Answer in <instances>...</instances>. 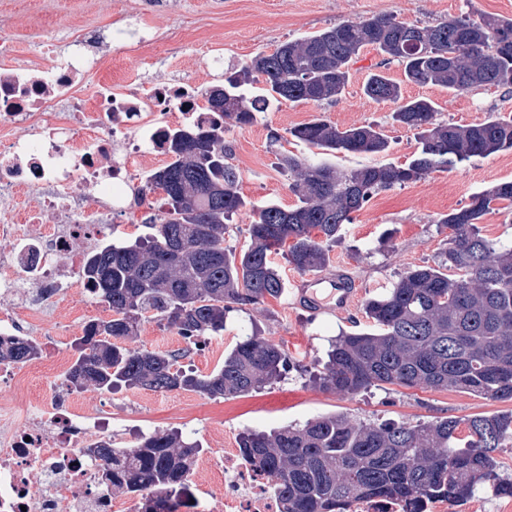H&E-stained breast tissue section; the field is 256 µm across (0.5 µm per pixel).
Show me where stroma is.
<instances>
[{"mask_svg":"<svg viewBox=\"0 0 512 512\" xmlns=\"http://www.w3.org/2000/svg\"><path fill=\"white\" fill-rule=\"evenodd\" d=\"M467 16L478 21L487 16L512 18V0H0V40L13 46L17 65H41L47 39H55L58 55L67 54L73 33L97 29L107 34L103 61L84 80L83 96L94 94L100 81H119L134 71L140 83L175 79L202 90L223 85L226 73L238 69L254 55L272 53L281 43L317 32L345 20L393 16L418 25H429ZM145 24L153 36L152 47L128 52L111 41L113 30L125 24ZM224 54L222 67L202 64L213 49ZM380 57L364 48L352 66L349 83L332 104L314 102L272 103L257 113L251 125L226 124L224 143L228 158L240 173L239 190L249 201H277L291 206L295 196L288 188L289 176L278 166L282 151L328 161L343 169L400 164L411 159L418 147L414 130L393 123L392 104L376 103L363 92ZM387 74L400 81L405 98L424 97L438 105V120L461 125L483 121L489 112L512 114V94L497 89L472 88L457 95L431 85L404 82L400 66L390 64ZM325 115L338 127L367 123L380 125L390 140L381 154H335L328 157L316 149L290 139L289 129ZM281 142H273L271 134ZM502 180H512V152L474 158L448 171H436L424 179L383 190L374 195L329 253L327 273L348 274L358 291L349 309L339 314H312L294 307L290 291L299 274L276 255L286 290L278 298L266 299L258 309L229 315L218 336L205 346L187 348L175 332L156 321L143 324L138 345L150 350L188 349L185 367L210 373L222 363L242 329L257 326L266 338L284 349L289 370L264 389L242 396L214 398L192 391L155 393L121 390L106 394L112 406V440L129 447L139 437L157 430L177 428L202 441L208 461L211 503L224 496V450L234 446L246 430H268L329 413H343L354 420L375 422L429 421L440 417L465 418L512 410V401H492L451 390H421L395 385L374 387L355 396H341L314 386L308 371L340 331L365 326L364 304L368 297L390 288L406 268L435 261L448 245L449 230L440 219L464 205L471 194ZM107 305L85 299L72 291L59 301L56 320L39 324L49 341L60 348L57 358L34 360L20 389L4 394L6 400L24 401L47 393L75 360V338L84 322L109 319Z\"/></svg>","mask_w":512,"mask_h":512,"instance_id":"obj_1","label":"stroma"}]
</instances>
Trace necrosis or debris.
<instances>
[{"instance_id": "1", "label": "necrosis or debris", "mask_w": 512, "mask_h": 512, "mask_svg": "<svg viewBox=\"0 0 512 512\" xmlns=\"http://www.w3.org/2000/svg\"><path fill=\"white\" fill-rule=\"evenodd\" d=\"M63 59L0 72V335L29 336L71 289L90 294L84 262L106 235L103 215L122 214L133 181L169 157L175 129L208 126L203 90L177 81L100 84L94 109L79 86L100 62L91 31ZM97 200L89 202L87 190ZM55 387L32 408L0 401V512H121L99 483L88 446L111 436L101 401L78 409ZM268 477L224 451V505L209 512H280Z\"/></svg>"}]
</instances>
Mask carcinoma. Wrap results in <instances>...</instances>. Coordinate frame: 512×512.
I'll list each match as a JSON object with an SVG mask.
<instances>
[{"label":"carcinoma","mask_w":512,"mask_h":512,"mask_svg":"<svg viewBox=\"0 0 512 512\" xmlns=\"http://www.w3.org/2000/svg\"><path fill=\"white\" fill-rule=\"evenodd\" d=\"M420 50H407L410 38ZM366 47L380 66L396 63L405 81L456 94L471 88L512 89V19L477 22L455 17L419 26L381 16L345 20L323 31L259 53L224 78L220 111L206 129L172 135V161L158 169L149 190L160 189L161 209L131 244H108L86 263L95 297L112 318L94 320L74 344L78 357L66 373L76 391L121 387L152 392L193 391L235 397L278 380L288 354L256 328L243 334L208 374L179 366L184 354L135 346L150 318L190 343L224 331L229 314L279 297L284 279L273 255L282 252L296 271L319 273L343 226L379 191L419 181L475 157L512 151V116L456 125L436 119L429 98L406 99L400 83L379 71L364 94L394 105L393 122L418 131L420 147L404 164L357 169L315 163L288 151L279 166L291 179L297 203L255 204L239 191L240 173L226 163L224 125L253 123L259 100L333 103L350 76V64ZM288 134L325 154H379L390 146L375 124L341 129L319 117ZM512 208V180L475 192L439 223L450 230L448 247L434 264L400 273L386 292L365 303L371 326L343 332L332 342L320 388L356 395L375 386L451 389L512 401V245L481 233L494 205ZM251 213L240 251L224 248V224ZM40 348L23 336H0V363L38 358ZM512 440V410L465 419L367 422L325 414L302 425L238 435L240 454L269 476L280 512H349L363 499L400 502L422 512L423 500L471 499L489 484L512 497V480L497 471L494 453ZM99 482L114 495L139 498L140 512H177L192 504L189 476L201 443L175 429L156 431L128 448L110 441L94 447Z\"/></svg>","instance_id":"1"}]
</instances>
